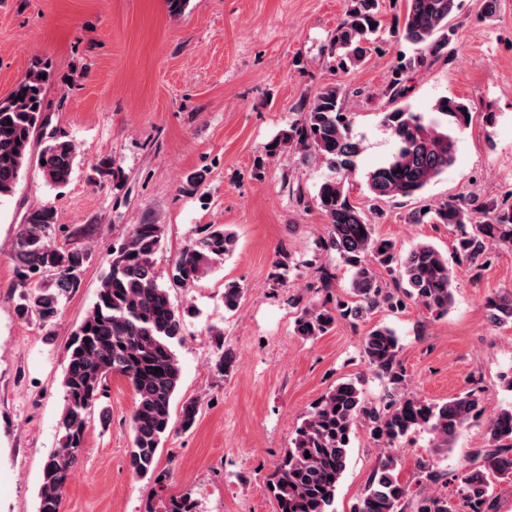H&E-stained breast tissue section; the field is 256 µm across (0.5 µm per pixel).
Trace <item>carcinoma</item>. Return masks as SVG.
<instances>
[{"mask_svg":"<svg viewBox=\"0 0 512 512\" xmlns=\"http://www.w3.org/2000/svg\"><path fill=\"white\" fill-rule=\"evenodd\" d=\"M383 0H346L344 13L329 41V65L346 71L362 64L382 48L375 34L381 26ZM458 0H405L403 13L394 17L397 37L409 51L396 53L381 96L400 103L410 90L411 76L438 60L450 61L455 30L450 24ZM52 82L48 65H33L11 94L0 99V200L14 194L27 166L34 160L45 181L54 187L69 183L78 166L79 151L68 139L51 136L38 155L34 140L45 125V98ZM363 90L327 83L295 106L298 119L272 140L266 157L298 153L301 159L324 168L315 206L326 218L322 246L334 252L352 271L353 300H325L301 308L294 332L315 338L339 320L354 323L372 310H403L413 303L435 318L448 314L453 304L454 272L434 245L416 244L406 254L375 235L373 224L350 200V185L361 145L352 136L347 100ZM438 118L408 106L383 115V124L396 141L395 150L365 174L372 200L414 197L423 192L456 159V139L448 128L461 130L471 117L469 107L455 99L439 98L432 107ZM408 224H448L455 229L454 250L460 263L479 275L492 263L497 249H512V201L493 198L445 200L405 216ZM59 226L53 207L30 208L19 225L13 261L17 315L54 324L61 300L80 287L90 262L81 247L55 244ZM163 225H133L113 244L108 269L101 276L96 300L73 330L67 346L62 378L63 406L57 448L47 457L41 477L38 512H61L63 495L79 464L95 407L112 375L125 377L136 396L131 417L132 447L127 465L136 477L156 475L159 449L174 429L172 405L181 367L175 352L184 318L161 282L154 256ZM236 247V237L222 224H202L191 245L176 258L172 279L184 286L205 277ZM377 264L392 276L385 285L373 271ZM243 288L224 284V309L238 308ZM492 322H512V291L495 293L485 301ZM363 357L378 376L387 379V399L379 406L364 400L355 382L345 381L316 402L291 437L288 448L269 480L278 512H333L331 507L347 467L351 438L358 423L388 449L365 487L355 512H490L495 489L490 476L512 474V407L486 420V445L476 451L479 465L456 475L451 505L446 495L413 500L409 485L399 477L398 459L389 452L408 435L425 431L438 455L453 450L459 437L485 412L483 399L468 390L442 403L412 396L395 398L404 381L398 360L399 340L388 327L370 330L363 338ZM160 372H154V369ZM199 404L181 403L179 426L188 431L196 423Z\"/></svg>","mask_w":512,"mask_h":512,"instance_id":"carcinoma-1","label":"carcinoma"}]
</instances>
